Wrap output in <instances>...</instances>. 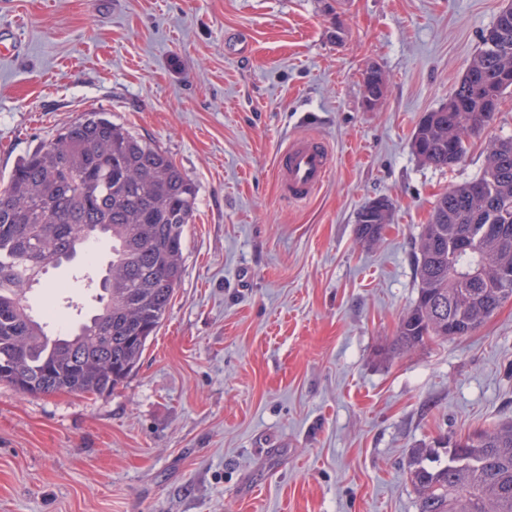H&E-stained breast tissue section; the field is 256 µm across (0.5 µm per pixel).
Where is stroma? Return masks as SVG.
<instances>
[{
  "label": "stroma",
  "instance_id": "obj_1",
  "mask_svg": "<svg viewBox=\"0 0 512 512\" xmlns=\"http://www.w3.org/2000/svg\"><path fill=\"white\" fill-rule=\"evenodd\" d=\"M507 0H0V188L86 112L196 183L185 275L126 383L33 398L0 385V512H417L411 448L512 420V300L473 334L396 352L436 199L512 136V94L463 160L422 164ZM378 67L384 100L362 78ZM333 157L308 201L276 159ZM392 204L378 244L357 213ZM331 166V154L322 141L293 136L278 158L279 187L290 199L305 201L326 182Z\"/></svg>",
  "mask_w": 512,
  "mask_h": 512
}]
</instances>
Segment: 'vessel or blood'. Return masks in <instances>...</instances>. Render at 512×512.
Listing matches in <instances>:
<instances>
[{
	"instance_id": "vessel-or-blood-1",
	"label": "vessel or blood",
	"mask_w": 512,
	"mask_h": 512,
	"mask_svg": "<svg viewBox=\"0 0 512 512\" xmlns=\"http://www.w3.org/2000/svg\"><path fill=\"white\" fill-rule=\"evenodd\" d=\"M331 166V155L322 141L293 136L278 158L279 187L294 201L307 200L326 182Z\"/></svg>"
}]
</instances>
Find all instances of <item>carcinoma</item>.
Returning <instances> with one entry per match:
<instances>
[{
  "label": "carcinoma",
  "instance_id": "carcinoma-1",
  "mask_svg": "<svg viewBox=\"0 0 512 512\" xmlns=\"http://www.w3.org/2000/svg\"><path fill=\"white\" fill-rule=\"evenodd\" d=\"M448 102L419 121L411 140L423 164L448 168L512 92V14L492 24ZM487 164L436 201L415 241L417 298L394 349L468 336L504 302L498 275L512 271V137L486 147ZM197 185L154 142L104 112H86L17 162L0 190V384L38 397L101 396L140 364L185 275V233ZM366 203L357 237L372 244L388 223ZM475 224H498L487 234ZM468 247L458 250V241ZM94 239L112 241L97 306L50 333L55 309L27 294L50 265ZM417 512H512V422L412 450L407 470Z\"/></svg>",
  "mask_w": 512,
  "mask_h": 512
}]
</instances>
